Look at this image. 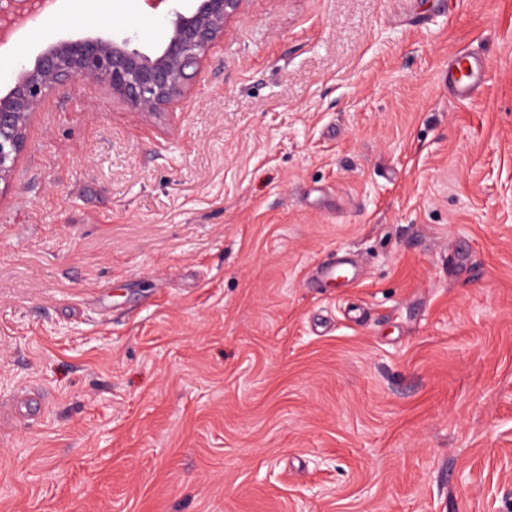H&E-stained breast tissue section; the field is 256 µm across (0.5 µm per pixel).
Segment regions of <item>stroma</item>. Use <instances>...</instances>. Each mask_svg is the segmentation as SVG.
Here are the masks:
<instances>
[{"label": "stroma", "mask_w": 512, "mask_h": 512, "mask_svg": "<svg viewBox=\"0 0 512 512\" xmlns=\"http://www.w3.org/2000/svg\"><path fill=\"white\" fill-rule=\"evenodd\" d=\"M165 14L56 0L0 95ZM0 512H512V0H243L157 116L50 92L0 193ZM487 75V64L480 56L456 53L448 58V92L459 102L472 101Z\"/></svg>", "instance_id": "stroma-1"}]
</instances>
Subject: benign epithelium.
<instances>
[{
    "instance_id": "7a95c632",
    "label": "benign epithelium",
    "mask_w": 512,
    "mask_h": 512,
    "mask_svg": "<svg viewBox=\"0 0 512 512\" xmlns=\"http://www.w3.org/2000/svg\"><path fill=\"white\" fill-rule=\"evenodd\" d=\"M241 3L200 0L189 15L169 10L170 36L154 55L130 47L128 37L63 39L47 46L33 67L23 68L11 90L0 96V186L13 177L31 114L53 89L66 81L100 83L143 115L155 116L184 94ZM46 10L42 0H0V43L7 44L18 27Z\"/></svg>"
}]
</instances>
